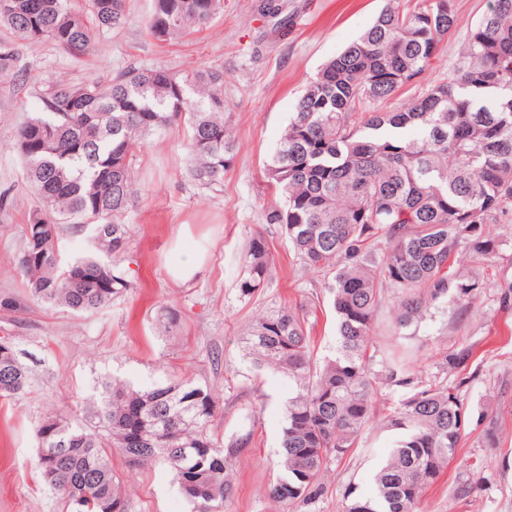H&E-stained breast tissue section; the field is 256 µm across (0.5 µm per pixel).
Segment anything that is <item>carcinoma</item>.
<instances>
[{
  "mask_svg": "<svg viewBox=\"0 0 512 512\" xmlns=\"http://www.w3.org/2000/svg\"><path fill=\"white\" fill-rule=\"evenodd\" d=\"M0 9L28 46L50 43L78 57L94 37L120 25L125 0H10ZM224 0H152L148 34L167 42L205 27ZM457 24L454 0H388L374 23L310 77L264 171L278 198L265 222L282 227L303 266L332 274L329 299L336 354L314 358L306 314L283 308L255 319L245 355L294 384L285 404L277 502L310 506L323 495L328 465L347 455L369 424L386 380L410 389L386 423L393 450L375 475L376 492L351 488L345 512H413L456 455L468 425L464 404L448 386L412 387L410 364L368 354L386 290L398 298L395 326L418 325L432 307L470 300L481 283L456 270V248L474 259L496 251L484 226L512 212V0H489L471 28L448 80L422 83L442 36ZM20 73L18 52L0 42V79ZM423 85L400 106L383 103ZM43 109L18 130L16 150L37 206L23 229L20 268L38 303L92 313L130 287L125 269L109 265L127 251L128 211L136 195L134 165L143 137L182 122L189 173L200 185L223 184L234 138L225 118L224 69L180 74L130 68L106 83L48 82ZM98 240L112 226V250L62 261L64 225ZM275 269L265 238L246 244L237 282L252 297ZM0 398L21 392L27 374L9 338H0ZM219 395L190 381L135 389L102 387L95 418L106 434L49 416L38 445L55 451L53 466L37 457L45 485L69 512H127L107 449L132 466L162 460L196 512H222L233 490L232 465L250 434L224 442L212 433Z\"/></svg>",
  "mask_w": 512,
  "mask_h": 512,
  "instance_id": "1",
  "label": "carcinoma"
}]
</instances>
